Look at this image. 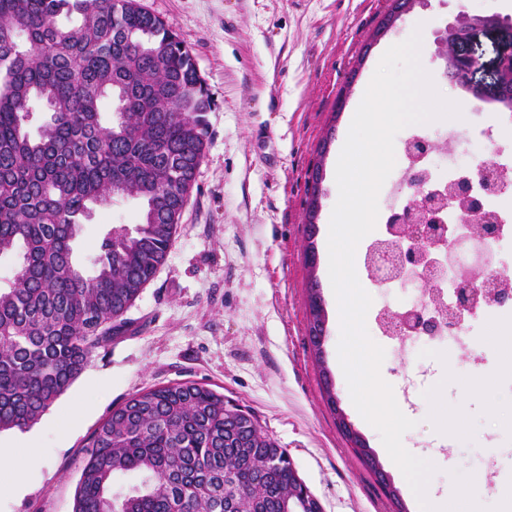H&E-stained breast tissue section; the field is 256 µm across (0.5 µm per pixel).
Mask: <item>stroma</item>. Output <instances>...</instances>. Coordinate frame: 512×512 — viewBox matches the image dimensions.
I'll use <instances>...</instances> for the list:
<instances>
[{"mask_svg": "<svg viewBox=\"0 0 512 512\" xmlns=\"http://www.w3.org/2000/svg\"><path fill=\"white\" fill-rule=\"evenodd\" d=\"M177 32L191 51L213 100L205 115V157L165 263L124 315L123 329L99 349L72 385L31 428L0 432V444L35 448L39 468L16 495L0 494V512H74L86 445L109 413L143 389L196 381L250 412L286 449L324 512H395L375 475L383 470L407 512L420 506L380 435L354 407L338 360L339 309L329 278L328 235L338 199L336 165L376 67L392 45L420 31V59L437 91L458 103L461 118L426 124L448 164L476 167L483 134L512 147V111L480 109L444 75L438 39L464 15L497 16L504 26L479 28L467 45L476 82L491 86L500 59L512 53V0H417L382 37L374 32L391 0H138ZM470 139L461 150L449 129ZM322 173L315 218L305 187ZM143 202L117 197L96 207L76 242L82 263L98 253L106 225L134 228ZM366 235L355 254L372 309L401 305L408 290L370 278ZM316 252L315 266L305 261ZM317 286L325 312L321 349L309 339L308 296ZM474 337L403 351L374 319L366 328L385 350L382 378L400 391L416 369L427 371L410 399L414 420L402 442L436 471L427 494L453 495L451 470L472 475L478 503L490 507L512 484V361L491 343L512 326V306L478 314ZM337 408H330L324 376ZM488 381L484 391L474 383ZM447 406L436 421L433 401ZM368 443L369 466L336 425L337 414Z\"/></svg>", "mask_w": 512, "mask_h": 512, "instance_id": "1", "label": "stroma"}]
</instances>
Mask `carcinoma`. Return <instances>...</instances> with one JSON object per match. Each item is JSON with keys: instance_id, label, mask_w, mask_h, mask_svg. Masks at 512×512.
I'll use <instances>...</instances> for the list:
<instances>
[{"instance_id": "1", "label": "carcinoma", "mask_w": 512, "mask_h": 512, "mask_svg": "<svg viewBox=\"0 0 512 512\" xmlns=\"http://www.w3.org/2000/svg\"><path fill=\"white\" fill-rule=\"evenodd\" d=\"M210 109L190 50L137 0H0V257H16L0 286V431L42 418L164 263ZM124 195L143 199L140 223L110 227L87 272L81 227ZM225 410L193 381L132 395L90 438L74 512H224L226 492L231 512H286V450L270 466L276 441L255 421L249 447L225 446ZM125 474L138 483L116 486Z\"/></svg>"}]
</instances>
